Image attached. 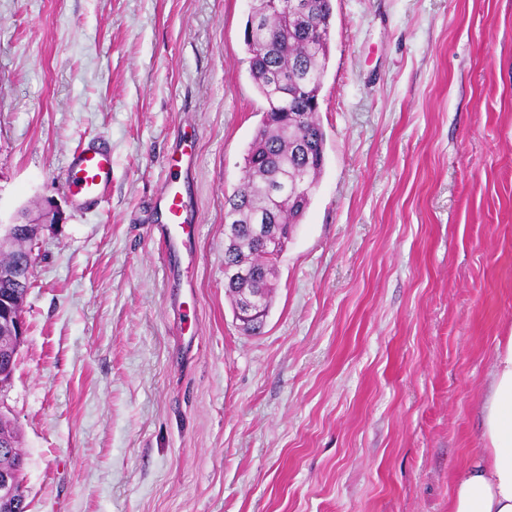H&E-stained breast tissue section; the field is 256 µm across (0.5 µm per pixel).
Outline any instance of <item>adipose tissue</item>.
<instances>
[{
  "label": "adipose tissue",
  "mask_w": 512,
  "mask_h": 512,
  "mask_svg": "<svg viewBox=\"0 0 512 512\" xmlns=\"http://www.w3.org/2000/svg\"><path fill=\"white\" fill-rule=\"evenodd\" d=\"M481 439L452 489L448 512H512V335L497 346L482 402Z\"/></svg>",
  "instance_id": "obj_1"
}]
</instances>
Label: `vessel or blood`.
<instances>
[{
  "instance_id": "vessel-or-blood-1",
  "label": "vessel or blood",
  "mask_w": 512,
  "mask_h": 512,
  "mask_svg": "<svg viewBox=\"0 0 512 512\" xmlns=\"http://www.w3.org/2000/svg\"><path fill=\"white\" fill-rule=\"evenodd\" d=\"M68 189L78 207H97L112 185V152L103 144H92L74 152L66 174ZM165 213L162 234L169 246H190L195 225L191 202L177 179L164 183L156 200Z\"/></svg>"
}]
</instances>
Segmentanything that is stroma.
<instances>
[{
	"label": "stroma",
	"mask_w": 512,
	"mask_h": 512,
	"mask_svg": "<svg viewBox=\"0 0 512 512\" xmlns=\"http://www.w3.org/2000/svg\"><path fill=\"white\" fill-rule=\"evenodd\" d=\"M252 0H0V224L39 225L0 411L29 512H448L512 334V0H332L325 162L260 334L224 282ZM199 133L186 278L152 228ZM112 149L79 210L72 152Z\"/></svg>",
	"instance_id": "35a3bbf8"
}]
</instances>
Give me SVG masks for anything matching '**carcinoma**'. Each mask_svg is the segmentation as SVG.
Segmentation results:
<instances>
[{
  "mask_svg": "<svg viewBox=\"0 0 512 512\" xmlns=\"http://www.w3.org/2000/svg\"><path fill=\"white\" fill-rule=\"evenodd\" d=\"M305 2L307 12H290L285 18L259 0L244 32L249 75L263 108L245 158L244 176L226 198V215L233 217L237 235L224 252V263L246 268L249 277L230 281L225 288L236 302L245 290L259 295L266 309L279 255L267 252L252 237L251 225L300 223L324 164L325 134L318 112L333 8L331 0ZM0 434L15 444L12 457H1L0 464L23 459L19 434L5 417L0 418Z\"/></svg>",
  "mask_w": 512,
  "mask_h": 512,
  "instance_id": "1",
  "label": "carcinoma"
}]
</instances>
